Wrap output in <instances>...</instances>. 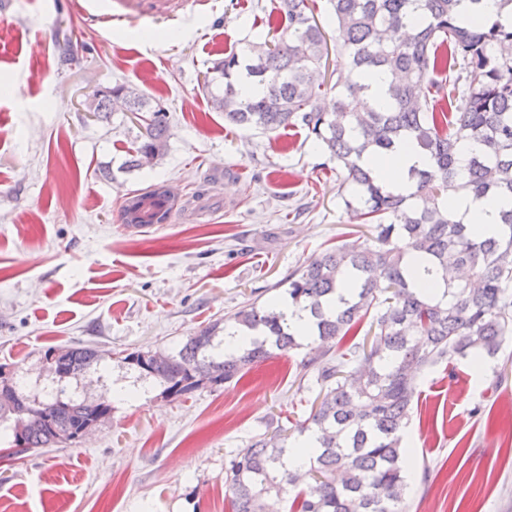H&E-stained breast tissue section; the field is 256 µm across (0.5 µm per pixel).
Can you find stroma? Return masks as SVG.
I'll return each mask as SVG.
<instances>
[{
	"label": "stroma",
	"instance_id": "obj_1",
	"mask_svg": "<svg viewBox=\"0 0 512 512\" xmlns=\"http://www.w3.org/2000/svg\"><path fill=\"white\" fill-rule=\"evenodd\" d=\"M15 0L0 17V365L39 396L45 352L94 343L107 356L69 391L108 396L112 415L79 444L11 457L0 427V506L24 512H229L224 464L270 419L303 421L315 394L304 350L240 380L170 398L118 366L124 349L167 351L245 304L287 301L290 271L371 235L346 210L343 172L304 130L224 121L203 74L278 18V0ZM172 38L147 42L148 30ZM137 85L168 110L166 154L121 165L143 122L100 119L94 92ZM168 184L166 223L134 228L125 197ZM406 429L417 464L408 512H512V336L476 368L424 370Z\"/></svg>",
	"mask_w": 512,
	"mask_h": 512
}]
</instances>
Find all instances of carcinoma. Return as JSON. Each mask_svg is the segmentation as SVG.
<instances>
[{"label":"carcinoma","mask_w":512,"mask_h":512,"mask_svg":"<svg viewBox=\"0 0 512 512\" xmlns=\"http://www.w3.org/2000/svg\"><path fill=\"white\" fill-rule=\"evenodd\" d=\"M334 25L336 68L321 74L329 50L315 19V0H279L272 38L248 43L213 64L202 88L224 122L274 133L289 128L328 163L346 171L356 196L346 210L374 231L366 247L338 243L288 274V306L251 303L224 318L243 338L224 345L219 324L160 357L152 372L178 398L207 378L221 386L251 366L305 347L303 366L319 392L298 433L314 441L292 460L288 429L269 421L244 452L224 464L232 512H406L414 477L404 446L419 373L456 358L493 357L512 335V206L500 210L486 236L453 219L443 193L458 180L476 199L512 201V19L501 22L483 0H326ZM387 76L380 95L361 82ZM96 117L116 110L148 112L140 141L124 162L154 166L168 149L166 110L136 86L98 91L87 105ZM410 142L428 158L409 171L410 190L378 179L373 161ZM477 147L461 159L466 144ZM350 284L345 290L343 286ZM308 314L309 342L288 323V309ZM369 324L363 338L343 346ZM65 378L101 359L90 345L65 348ZM35 415L22 456L64 445L88 418V401L66 395L30 399L0 424Z\"/></svg>","instance_id":"obj_1"}]
</instances>
